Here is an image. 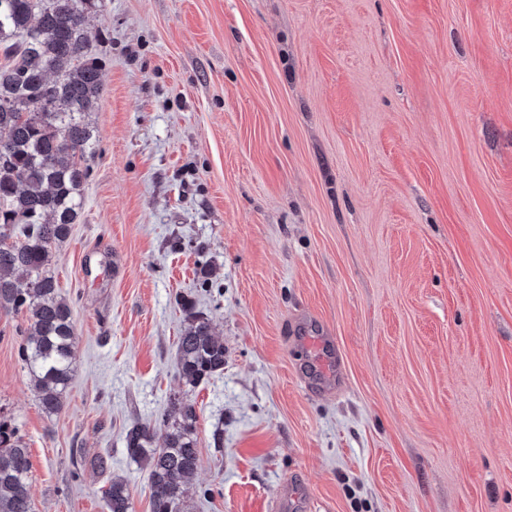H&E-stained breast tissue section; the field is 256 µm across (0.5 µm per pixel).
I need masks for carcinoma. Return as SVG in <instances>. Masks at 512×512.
Segmentation results:
<instances>
[{
	"instance_id": "obj_1",
	"label": "carcinoma",
	"mask_w": 512,
	"mask_h": 512,
	"mask_svg": "<svg viewBox=\"0 0 512 512\" xmlns=\"http://www.w3.org/2000/svg\"><path fill=\"white\" fill-rule=\"evenodd\" d=\"M101 0H0V309L23 312L19 356L48 415L63 407L75 371L72 307L52 271L55 249L77 223L97 136L85 121L101 91L102 60L85 29ZM179 306L184 329L176 369L195 388L224 370V344L193 299ZM198 415L185 396L153 422L125 433L130 461L148 473L150 512H184L200 457ZM162 445H156L158 432ZM28 448L0 416V512H33ZM107 512H134L124 478L103 490Z\"/></svg>"
}]
</instances>
